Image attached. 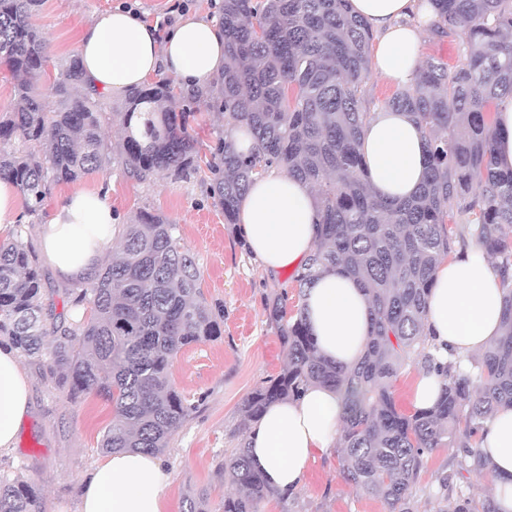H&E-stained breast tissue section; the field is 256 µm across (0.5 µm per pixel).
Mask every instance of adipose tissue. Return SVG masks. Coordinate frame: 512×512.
Returning a JSON list of instances; mask_svg holds the SVG:
<instances>
[{"mask_svg": "<svg viewBox=\"0 0 512 512\" xmlns=\"http://www.w3.org/2000/svg\"><path fill=\"white\" fill-rule=\"evenodd\" d=\"M350 3L378 35L376 71L392 83H411L425 24L433 13L427 0ZM77 52L86 88L119 94L165 72L188 91L223 72L224 28L212 18L190 16L162 32L139 14L117 7L86 23ZM361 152L369 184L381 197L408 198L426 179V142L407 112L373 111ZM109 194L104 185L73 192L42 225V252L62 277L90 278L111 248L120 216ZM319 220L310 185L274 168L255 177L240 203L236 229L263 272L274 276L305 263L315 247ZM301 306L325 357L344 366L362 357L370 314L366 292L356 280L342 269H328L307 289ZM502 313L500 277L482 244L469 239L465 250L434 275L424 326L429 344L439 360H469L500 336ZM28 406L18 353L2 345L0 451L13 448ZM344 413L341 395L319 385L271 404L246 436L255 467L276 488L298 489L315 454L335 447ZM478 448L492 463L489 481L499 512H512L511 406L499 407L487 420ZM171 480L156 455L110 454L86 479L79 512H166Z\"/></svg>", "mask_w": 512, "mask_h": 512, "instance_id": "ef3b65f1", "label": "adipose tissue"}]
</instances>
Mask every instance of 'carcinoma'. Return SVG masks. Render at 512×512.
Here are the masks:
<instances>
[{
  "label": "carcinoma",
  "instance_id": "1",
  "mask_svg": "<svg viewBox=\"0 0 512 512\" xmlns=\"http://www.w3.org/2000/svg\"><path fill=\"white\" fill-rule=\"evenodd\" d=\"M36 2L0 0V61L16 80L15 106L0 120V179L15 184L27 213H39L51 185L114 163L138 181L199 169L191 113L179 107L170 80L126 90L124 111L112 113L126 132L116 145L102 133V94L79 92L76 58L55 86L60 108L46 111L34 91L45 62L43 36L31 23ZM432 2L440 20L461 31L466 54L452 67L425 58L413 82L386 102L409 112L427 142L428 176L409 199L388 201L366 187L360 143L371 119L363 103L373 32L349 0H224V71L220 83L195 96L213 98L224 115V135L205 162L224 221L235 223L254 176L272 166L309 183L321 220L313 253L293 275L298 295L324 270L340 267L365 288L372 308L365 354L347 368L319 353L302 308L288 315V293L267 295L288 364L245 398L244 424L309 385L331 387L347 406L336 443L347 483L380 499L387 512H416L426 456L454 448L452 473L436 477L441 512H497L490 497L453 493V477L491 471L476 438L498 407L512 406V170L499 169L494 156V115L512 99V0ZM240 123L254 138L248 156L231 139ZM472 233L500 276L503 333L462 369L426 350L424 319L437 268ZM41 288L22 240L0 242V336L28 358L43 356L46 337L54 336L50 365L66 398L94 393L112 402L104 452L164 453L196 409L170 380L173 359L221 335L224 323V306L204 297L178 225L151 212L125 225L121 245L71 299L75 308L91 305L88 316L47 330ZM409 361L438 372L443 383L434 406L406 413L393 383ZM222 470L235 487L222 512H259L261 502L285 496L244 445L224 457ZM0 512H41L36 491L0 474Z\"/></svg>",
  "mask_w": 512,
  "mask_h": 512
}]
</instances>
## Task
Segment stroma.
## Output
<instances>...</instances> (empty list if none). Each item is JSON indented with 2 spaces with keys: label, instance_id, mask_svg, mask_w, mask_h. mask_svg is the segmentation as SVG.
I'll return each instance as SVG.
<instances>
[{
  "label": "stroma",
  "instance_id": "1",
  "mask_svg": "<svg viewBox=\"0 0 512 512\" xmlns=\"http://www.w3.org/2000/svg\"><path fill=\"white\" fill-rule=\"evenodd\" d=\"M223 0H41L32 16L46 42V66L36 87L47 110L59 99L52 84L76 54V37L95 13L118 6L136 10L151 23L175 21L186 14L221 15ZM420 57L433 56L449 65L464 57L459 30H428L419 46ZM195 114L191 133L200 154L209 153L224 131V118L210 99L190 105ZM111 185L112 207L128 224L142 211H151L179 226L182 247L193 254L201 271L208 301L224 305L221 336L182 349L170 369L174 386L192 403L195 412L176 430L163 455L172 471L166 491L169 512H182L190 492L205 491L207 512H222L231 488L221 464L231 449L243 444L248 428L242 403L263 381L277 375L288 362L277 331L267 318L264 299L272 290L287 289L288 309L296 311L298 297L292 275L263 274L252 261L233 225L213 204L208 171L177 178L161 173L146 182L129 177L120 166L73 182L52 185L50 200L78 190ZM47 212L33 216L21 237L36 254L41 273V301L48 323L72 317L66 291L76 282L58 275L41 259L37 227ZM30 392V407L13 448L0 452V473L31 484L40 498L41 512H78L82 483L102 458L98 446L102 428L112 418V404L92 394L68 403L56 384L47 358H21ZM260 512H386V505L346 483L339 475L335 453L316 454L303 485L289 498L265 501Z\"/></svg>",
  "mask_w": 512,
  "mask_h": 512
}]
</instances>
